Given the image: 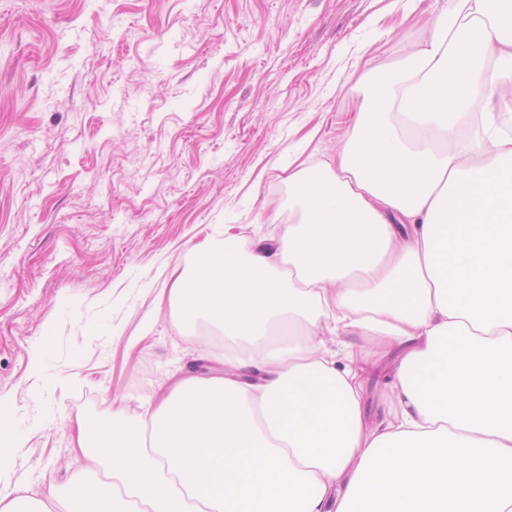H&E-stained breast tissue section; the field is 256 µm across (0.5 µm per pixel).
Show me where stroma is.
Wrapping results in <instances>:
<instances>
[{
	"mask_svg": "<svg viewBox=\"0 0 512 512\" xmlns=\"http://www.w3.org/2000/svg\"><path fill=\"white\" fill-rule=\"evenodd\" d=\"M453 0H0V401L43 500L78 424L194 375L157 295L220 231L288 225L290 170L335 161L358 80L400 64Z\"/></svg>",
	"mask_w": 512,
	"mask_h": 512,
	"instance_id": "1",
	"label": "stroma"
}]
</instances>
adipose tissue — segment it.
I'll list each match as a JSON object with an SVG mask.
<instances>
[{
  "label": "adipose tissue",
  "mask_w": 512,
  "mask_h": 512,
  "mask_svg": "<svg viewBox=\"0 0 512 512\" xmlns=\"http://www.w3.org/2000/svg\"><path fill=\"white\" fill-rule=\"evenodd\" d=\"M362 84L337 164L289 174L275 248L214 238L170 273L217 369L78 429L61 512H512V0H457ZM371 356L395 361L378 428Z\"/></svg>",
  "instance_id": "obj_1"
}]
</instances>
